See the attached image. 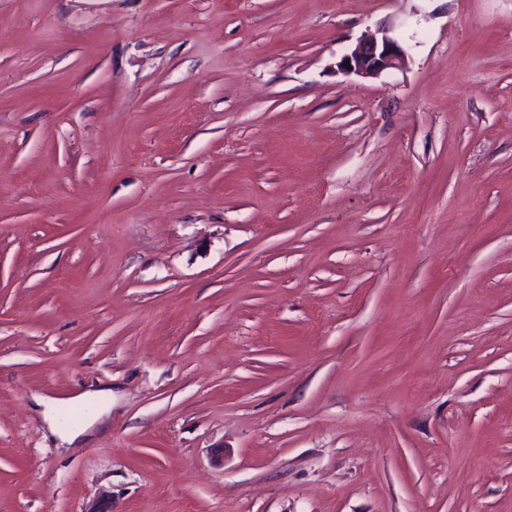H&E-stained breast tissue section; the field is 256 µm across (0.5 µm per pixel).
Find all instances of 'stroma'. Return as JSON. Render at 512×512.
<instances>
[{"label": "stroma", "instance_id": "stroma-1", "mask_svg": "<svg viewBox=\"0 0 512 512\" xmlns=\"http://www.w3.org/2000/svg\"><path fill=\"white\" fill-rule=\"evenodd\" d=\"M0 512H512V0H0ZM389 32L381 30L378 34L360 42L349 54L338 62V69L347 74L362 77H378L383 72L401 67L405 63L406 51ZM349 61L350 68L344 66ZM100 415L101 410L95 411L91 415L90 421L87 425H83L75 430L65 429V431H62L60 430L58 423L47 414V411H44V419L47 421L51 433L57 435L62 442L68 444L73 443L79 437L84 435L86 430L99 419Z\"/></svg>", "mask_w": 512, "mask_h": 512}]
</instances>
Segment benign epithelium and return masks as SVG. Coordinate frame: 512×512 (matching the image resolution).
<instances>
[{
  "label": "benign epithelium",
  "mask_w": 512,
  "mask_h": 512,
  "mask_svg": "<svg viewBox=\"0 0 512 512\" xmlns=\"http://www.w3.org/2000/svg\"><path fill=\"white\" fill-rule=\"evenodd\" d=\"M406 51L388 31L360 42L349 54L338 62V69L347 74L362 77H378L383 72L401 67L405 63ZM350 63L345 67L344 63Z\"/></svg>",
  "instance_id": "7a95c632"
}]
</instances>
